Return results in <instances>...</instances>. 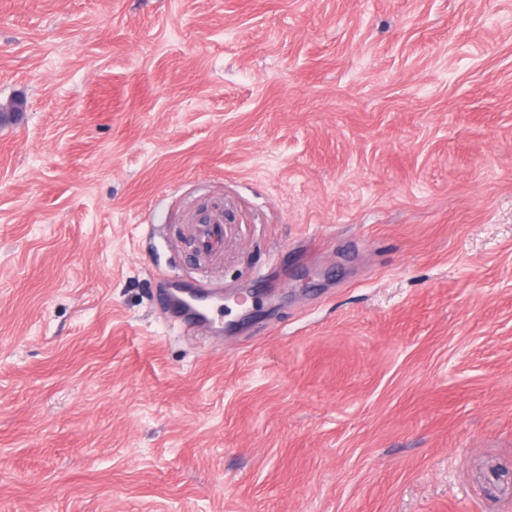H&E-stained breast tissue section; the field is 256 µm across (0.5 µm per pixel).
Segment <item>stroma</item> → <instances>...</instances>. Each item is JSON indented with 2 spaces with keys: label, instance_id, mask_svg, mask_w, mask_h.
<instances>
[{
  "label": "stroma",
  "instance_id": "35a3bbf8",
  "mask_svg": "<svg viewBox=\"0 0 512 512\" xmlns=\"http://www.w3.org/2000/svg\"><path fill=\"white\" fill-rule=\"evenodd\" d=\"M504 472L512 0H0V512H512ZM224 224H227L222 212L210 214L208 219L196 224H189L192 241V253L199 258H213L224 251ZM168 282V293L165 295L166 305L174 313L178 314L180 322L184 326L205 329L213 334H222L224 332V325L217 324L215 320L208 315V307L207 304L204 303L208 299V295L195 293L197 297L193 298L187 292L189 299L179 290V288H200L205 292L211 293L209 290L210 287L206 285L188 284L178 279H170Z\"/></svg>",
  "mask_w": 512,
  "mask_h": 512
}]
</instances>
